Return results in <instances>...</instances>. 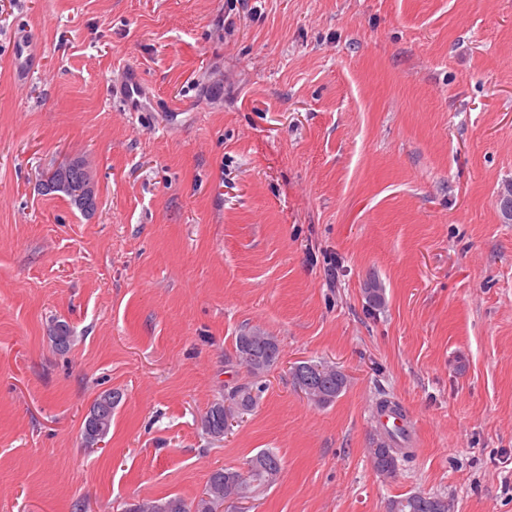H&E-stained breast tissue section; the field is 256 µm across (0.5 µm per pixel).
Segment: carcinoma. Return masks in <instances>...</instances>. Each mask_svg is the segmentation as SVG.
<instances>
[{
  "mask_svg": "<svg viewBox=\"0 0 512 512\" xmlns=\"http://www.w3.org/2000/svg\"><path fill=\"white\" fill-rule=\"evenodd\" d=\"M81 177V172L73 169L72 165L60 167L49 173L43 183L47 193L57 191V186L70 179ZM372 287L364 289L368 304L380 307L385 303V289L378 281L370 280ZM48 337L60 354L67 353L72 345V330L68 323L53 320L48 327ZM280 355L279 344L275 337L258 329L242 331L235 338L234 358L243 365L252 381L224 387V401L228 409H240L248 412L254 409L259 399L261 388L256 381L276 363ZM348 376L334 366L324 365V371L313 379L303 392L308 399L318 406L333 403L347 388ZM224 417L218 415L217 404H212L201 420L202 428L211 436L219 435ZM112 412L108 411L99 416L92 431L82 430L83 443L94 446L110 431ZM406 441L405 430H386L373 441V447L368 449L369 456L376 472L380 475H390L399 467V461L407 457L403 443ZM248 469L244 472L235 468H220L213 471L207 481L203 495L192 501L181 497H171L164 501H145L134 504L129 512H168L173 504L188 505L194 512H218L224 505V499L235 492L236 486L228 484L234 477L253 495L267 490L275 485L280 477L282 463L279 454L271 449L257 452L246 460ZM390 512H448L445 497L430 493H412L391 502Z\"/></svg>",
  "mask_w": 512,
  "mask_h": 512,
  "instance_id": "obj_1",
  "label": "carcinoma"
}]
</instances>
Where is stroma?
<instances>
[{"label":"stroma","mask_w":512,"mask_h":512,"mask_svg":"<svg viewBox=\"0 0 512 512\" xmlns=\"http://www.w3.org/2000/svg\"><path fill=\"white\" fill-rule=\"evenodd\" d=\"M20 28L42 48L27 83ZM123 66L150 111L110 99ZM76 160L89 215L40 190ZM509 182L512 0H0V512L191 500L265 448L283 471L249 512L417 491L512 512ZM251 327L279 360L211 437ZM304 361L347 375L334 403L296 387ZM381 397L408 418L389 476L368 453ZM12 65L19 81H25L37 70L35 40L27 30L18 32L12 41ZM48 337L60 354H66L72 345V330L67 322L52 320L48 327Z\"/></svg>","instance_id":"obj_1"}]
</instances>
